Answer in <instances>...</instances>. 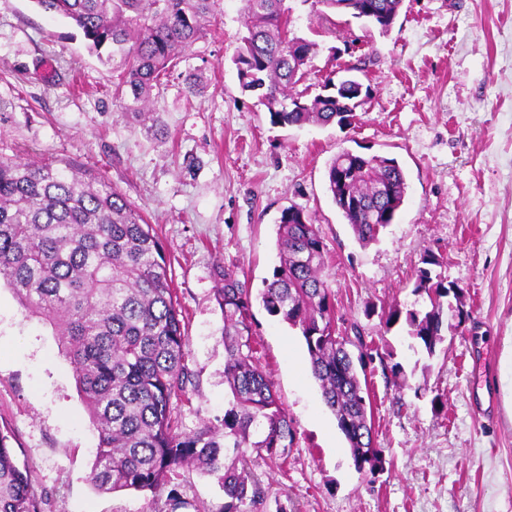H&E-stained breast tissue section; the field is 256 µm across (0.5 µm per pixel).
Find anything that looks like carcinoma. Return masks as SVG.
Segmentation results:
<instances>
[{
  "instance_id": "1",
  "label": "carcinoma",
  "mask_w": 512,
  "mask_h": 512,
  "mask_svg": "<svg viewBox=\"0 0 512 512\" xmlns=\"http://www.w3.org/2000/svg\"><path fill=\"white\" fill-rule=\"evenodd\" d=\"M347 11L365 28L389 31L403 0H314ZM66 19L86 46L110 60L120 56L114 95L124 108L154 124L153 92L177 60L203 37L217 0H35ZM247 35L232 56L242 92L257 97L274 125H352L362 83H335L329 73L312 99L293 89L307 79L315 43L291 28L284 0H241ZM327 190L357 240L370 244L393 223L405 201L406 175L396 159L345 150L327 169ZM279 265L260 292L265 309L300 328L312 376L325 405L349 442L354 464L375 473L368 389L360 374L374 360L364 337L336 334L334 295L325 279L321 231L302 210L288 207L277 221ZM423 259L414 292L428 304L406 312L408 336L427 356L442 332L449 287ZM214 291L224 315V384L232 401L219 425L182 431L173 401L186 397L187 339L172 288L164 245L116 188L69 162L0 158V283L33 316L47 321L69 358L98 432L88 481L99 492L149 490L165 496L158 512H179L188 502L174 478L193 468L216 475L224 512H244L266 501L247 450L282 465L293 432L268 373L258 363L249 322L251 293L226 267ZM358 349L351 355L348 347ZM0 512H45L28 471L13 462L0 432Z\"/></svg>"
}]
</instances>
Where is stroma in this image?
Instances as JSON below:
<instances>
[{
    "label": "stroma",
    "mask_w": 512,
    "mask_h": 512,
    "mask_svg": "<svg viewBox=\"0 0 512 512\" xmlns=\"http://www.w3.org/2000/svg\"><path fill=\"white\" fill-rule=\"evenodd\" d=\"M294 29L318 45L305 82L355 69L369 93L347 128L272 125L242 93L231 58L245 33L240 0H220L189 58L163 78L148 129L113 95L116 63L34 0H0V157L69 161L116 189L162 239L184 317L189 399L183 431L223 419L221 267L259 293L277 263L276 220L295 206L318 224L327 282L345 327L402 364L399 390L380 362L367 370L373 439L384 468L357 472L324 405L298 328L251 307L261 366L288 413L284 467L256 460L268 491L253 512H512V0H404L388 34L285 0ZM206 79L184 91L189 73ZM383 155L404 169L398 217L361 246L333 203L327 168L342 150ZM456 284L468 317L427 356L405 321L416 272ZM0 428L30 471L45 512H154L148 491L101 493L87 476L96 430L50 325L0 288ZM184 512H222L214 476L179 478Z\"/></svg>",
    "instance_id": "stroma-1"
}]
</instances>
